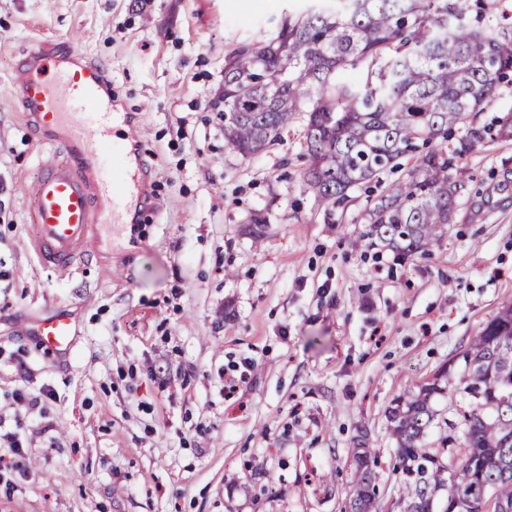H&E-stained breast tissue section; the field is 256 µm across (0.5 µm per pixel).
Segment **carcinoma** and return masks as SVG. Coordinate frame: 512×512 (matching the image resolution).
Segmentation results:
<instances>
[{
    "label": "carcinoma",
    "mask_w": 512,
    "mask_h": 512,
    "mask_svg": "<svg viewBox=\"0 0 512 512\" xmlns=\"http://www.w3.org/2000/svg\"><path fill=\"white\" fill-rule=\"evenodd\" d=\"M365 62L366 82L342 73ZM512 74V32L494 36L467 21L458 0H320L285 17L264 43L225 59L224 143L242 156L281 139L307 113L305 184L322 205L413 161L364 211L361 242L405 255L428 252L452 221L465 187L461 159L485 141L473 124ZM459 146L448 148L455 132ZM455 392L468 407L440 421L433 407L444 371L405 390L388 410L403 512H512V302L462 355ZM438 444L424 447L430 430ZM466 448L461 469L443 458ZM375 460L354 452L350 512H372ZM447 492L438 509L439 493Z\"/></svg>",
    "instance_id": "1"
}]
</instances>
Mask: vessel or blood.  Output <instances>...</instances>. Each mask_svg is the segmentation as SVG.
<instances>
[{
    "label": "vessel or blood",
    "mask_w": 512,
    "mask_h": 512,
    "mask_svg": "<svg viewBox=\"0 0 512 512\" xmlns=\"http://www.w3.org/2000/svg\"><path fill=\"white\" fill-rule=\"evenodd\" d=\"M106 75L67 44L32 50L16 73L14 107L28 117L35 142L50 151L31 190L35 248L44 265L60 272L78 263L96 225L132 222L149 198L136 130L107 94ZM27 333L47 356L62 359L74 346L76 326L61 310L31 320Z\"/></svg>",
    "instance_id": "vessel-or-blood-1"
}]
</instances>
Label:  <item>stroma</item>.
<instances>
[{
  "label": "stroma",
  "mask_w": 512,
  "mask_h": 512,
  "mask_svg": "<svg viewBox=\"0 0 512 512\" xmlns=\"http://www.w3.org/2000/svg\"><path fill=\"white\" fill-rule=\"evenodd\" d=\"M307 5L0 0V425L23 451L0 512H346L360 446L376 512H401L393 399L459 369L512 301V138L466 153L429 253L361 245L368 198L405 168L331 210L305 186L304 116L257 154L224 147L226 56ZM460 5L489 34L512 28V0ZM56 41L107 65L153 196L70 276L33 250L47 149L12 108L23 52ZM60 308L77 336L55 361L25 331Z\"/></svg>",
  "instance_id": "stroma-1"
}]
</instances>
